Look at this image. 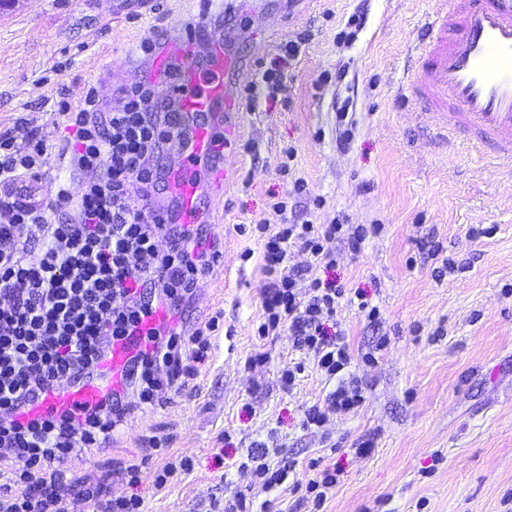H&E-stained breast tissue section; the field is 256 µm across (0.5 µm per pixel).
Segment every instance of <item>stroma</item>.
Here are the masks:
<instances>
[{"mask_svg": "<svg viewBox=\"0 0 512 512\" xmlns=\"http://www.w3.org/2000/svg\"><path fill=\"white\" fill-rule=\"evenodd\" d=\"M248 2L158 0L154 12L116 20L110 0H20L0 14V128L23 118L57 146L60 98L79 101L94 85L112 107L144 77L157 95L170 90L139 46L172 26L208 25L240 57L288 76L278 100L241 113L242 136L226 151L235 178L207 229L224 262L193 299L197 320L224 314L208 362L184 390L132 414L111 448L75 458L72 473L120 492L118 470L138 465L147 512H224L239 490L258 505L273 500L270 512H318L291 485L269 494L252 485L239 465L262 449L269 467L295 462L302 484L315 467L334 470L319 512H512V169L487 164L469 141L437 139L418 117L421 100L401 89L440 0H262L256 16ZM306 29L302 54L285 59L280 44ZM122 63L145 70L108 84ZM281 198L299 222L382 227L356 255L332 242L336 265L319 271L351 298L336 319L365 388L355 413L319 428H303L304 411L335 380L288 333H256L267 280L248 226L282 223ZM430 231L468 262L456 279L436 281L419 259ZM358 293L378 319L354 303ZM370 351L376 361L364 362ZM295 363L303 371L283 388L281 371ZM151 436L168 452L147 448ZM181 456L192 471L156 486L158 470Z\"/></svg>", "mask_w": 512, "mask_h": 512, "instance_id": "obj_1", "label": "stroma"}]
</instances>
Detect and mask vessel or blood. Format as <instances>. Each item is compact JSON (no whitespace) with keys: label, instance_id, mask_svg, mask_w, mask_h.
<instances>
[{"label":"vessel or blood","instance_id":"1","mask_svg":"<svg viewBox=\"0 0 512 512\" xmlns=\"http://www.w3.org/2000/svg\"><path fill=\"white\" fill-rule=\"evenodd\" d=\"M205 43L210 68L183 77L185 90L176 104L181 156L169 173V197L182 224L210 221L214 195L232 179L230 169L213 165L221 150L218 135L234 136L231 122L241 90L234 74L237 56L218 39L199 40L191 31L165 34L154 72L165 70L198 43ZM420 64L412 85L429 115H445V135L465 131L494 148L496 160L512 165V0H453L425 25ZM137 344L116 342L103 381L50 391L28 405L29 417L97 405L124 383L125 367Z\"/></svg>","mask_w":512,"mask_h":512}]
</instances>
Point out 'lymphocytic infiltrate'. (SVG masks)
I'll use <instances>...</instances> for the list:
<instances>
[{"label": "lymphocytic infiltrate", "instance_id": "lymphocytic-infiltrate-1", "mask_svg": "<svg viewBox=\"0 0 512 512\" xmlns=\"http://www.w3.org/2000/svg\"><path fill=\"white\" fill-rule=\"evenodd\" d=\"M71 132L67 154L81 174L79 187L59 183L43 205L13 192L12 184L40 179L49 137L21 123L0 132V448L11 449L15 468L0 481V512H144L129 467L126 491L71 476L68 463L108 447L132 410L152 409L162 389L188 386L212 352L219 315L188 332L146 329L158 306L183 309L224 256L197 230L173 228L148 201L159 180L154 165L173 139L169 112L150 81L128 93L124 105L104 111L96 89L76 103L61 102ZM268 279L262 336L287 328L296 349L313 353L318 370L341 383L327 405L313 404L304 427L320 426L328 412L349 414L364 401L362 387L343 380L352 357L341 330H329L345 288L321 279L331 267V244L360 251L380 232L377 224L256 222ZM297 245L312 262L288 265ZM141 339L121 390L80 414L21 419L27 403L62 384L101 374L114 342ZM135 392L137 404L125 395Z\"/></svg>", "mask_w": 512, "mask_h": 512}]
</instances>
